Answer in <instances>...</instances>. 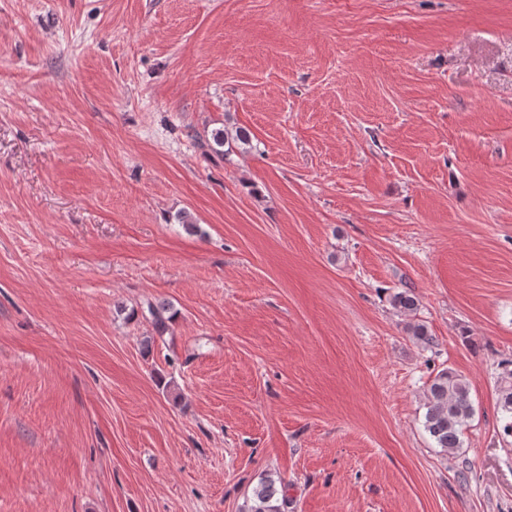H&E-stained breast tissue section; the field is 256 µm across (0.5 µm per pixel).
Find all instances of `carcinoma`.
Masks as SVG:
<instances>
[{"label": "carcinoma", "instance_id": "cac0c4a2", "mask_svg": "<svg viewBox=\"0 0 512 512\" xmlns=\"http://www.w3.org/2000/svg\"><path fill=\"white\" fill-rule=\"evenodd\" d=\"M250 143V132L238 128L231 133L221 128L213 129L200 140L203 148L216 153L232 149L238 145ZM392 305L405 311L417 309L418 300L413 291L406 289L392 297ZM152 324L158 335L167 330V322L173 319L170 305L166 303L148 306ZM499 407L503 420V432L512 436V361L505 363L499 389ZM474 415L469 385L465 379L448 368L440 370L433 378L427 390L426 412L423 427L433 440L435 447L446 453L462 447L463 427ZM282 491L277 487V480L268 476L253 488L250 504L242 512H280L278 495Z\"/></svg>", "mask_w": 512, "mask_h": 512}]
</instances>
